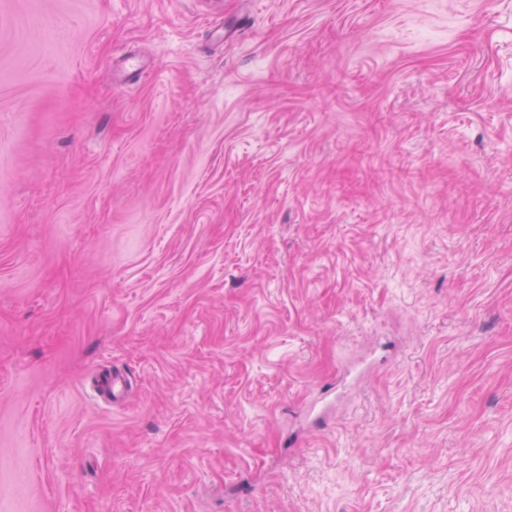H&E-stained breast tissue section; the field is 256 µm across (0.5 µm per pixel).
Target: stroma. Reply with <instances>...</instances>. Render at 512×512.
I'll return each instance as SVG.
<instances>
[{"label": "stroma", "instance_id": "obj_1", "mask_svg": "<svg viewBox=\"0 0 512 512\" xmlns=\"http://www.w3.org/2000/svg\"><path fill=\"white\" fill-rule=\"evenodd\" d=\"M0 512H512V0H0Z\"/></svg>", "mask_w": 512, "mask_h": 512}]
</instances>
